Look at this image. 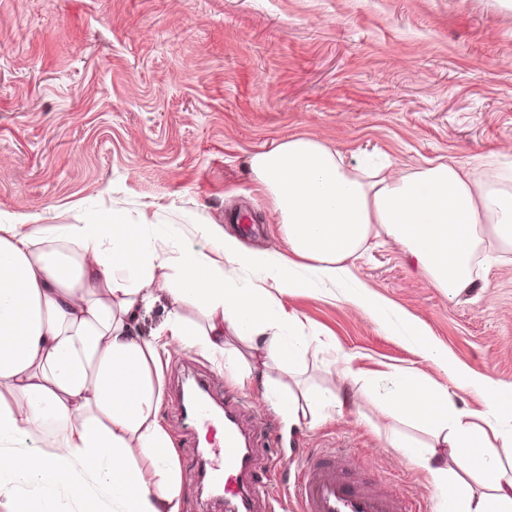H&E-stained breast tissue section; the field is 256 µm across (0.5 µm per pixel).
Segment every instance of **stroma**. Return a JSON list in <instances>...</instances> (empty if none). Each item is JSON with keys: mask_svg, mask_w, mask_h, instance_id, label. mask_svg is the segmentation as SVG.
Instances as JSON below:
<instances>
[{"mask_svg": "<svg viewBox=\"0 0 512 512\" xmlns=\"http://www.w3.org/2000/svg\"><path fill=\"white\" fill-rule=\"evenodd\" d=\"M409 172L455 159L491 180L512 161V10L497 0H0V218L84 224L101 214L176 228L168 250L198 248L194 225L220 224L256 249L283 248L278 216L245 168L292 136ZM353 279L284 295L288 313L337 354L374 372L410 367L441 385L423 357L447 349L474 375L512 383V250L476 263L455 298L432 287L403 247H370ZM385 298L370 316L358 291ZM423 323L429 338L410 335ZM303 384L346 389L343 414L287 426L257 386L219 378L195 354L172 355L160 419L180 453L182 512H220L201 494L195 437L172 395L188 376L246 397L264 424L253 464L281 476L306 454L343 449L363 476L414 512L439 498L427 471L386 441L391 420L347 386L317 346Z\"/></svg>", "mask_w": 512, "mask_h": 512, "instance_id": "1", "label": "stroma"}]
</instances>
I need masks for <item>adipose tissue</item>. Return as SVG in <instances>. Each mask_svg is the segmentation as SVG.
I'll return each instance as SVG.
<instances>
[{
    "mask_svg": "<svg viewBox=\"0 0 512 512\" xmlns=\"http://www.w3.org/2000/svg\"><path fill=\"white\" fill-rule=\"evenodd\" d=\"M248 165L279 214L285 251L246 247L218 224L197 227L209 249L186 244L172 257L143 225L113 214L90 224L0 221V498L9 512H58L63 490L84 512H181L180 457L159 419L164 357L202 354L237 384L259 381L289 424L313 427L347 399L302 387L309 338L283 294L310 279L352 278L382 237L452 296L472 284L480 249H512V189L453 161L368 181L340 151L294 136ZM161 291L169 315L148 339L137 319ZM422 352L450 386L399 367L364 379L382 416L433 436L394 429L390 447L429 472L440 512H512L502 468L512 429H484L454 401L469 389L512 412V383L473 376L434 345Z\"/></svg>",
    "mask_w": 512,
    "mask_h": 512,
    "instance_id": "adipose-tissue-1",
    "label": "adipose tissue"
}]
</instances>
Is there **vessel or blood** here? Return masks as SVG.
Returning <instances> with one entry per match:
<instances>
[{
	"label": "vessel or blood",
	"mask_w": 512,
	"mask_h": 512,
	"mask_svg": "<svg viewBox=\"0 0 512 512\" xmlns=\"http://www.w3.org/2000/svg\"><path fill=\"white\" fill-rule=\"evenodd\" d=\"M244 409L241 401L230 399L219 414L202 399L191 408L190 424L205 432L210 446V457L199 461V468L209 469L213 484L226 499L237 500V512H255L261 501L273 505L277 499L252 470L247 435L240 424ZM294 494L302 512H412L402 498L356 473L341 450L307 460L294 481Z\"/></svg>",
	"instance_id": "obj_1"
}]
</instances>
